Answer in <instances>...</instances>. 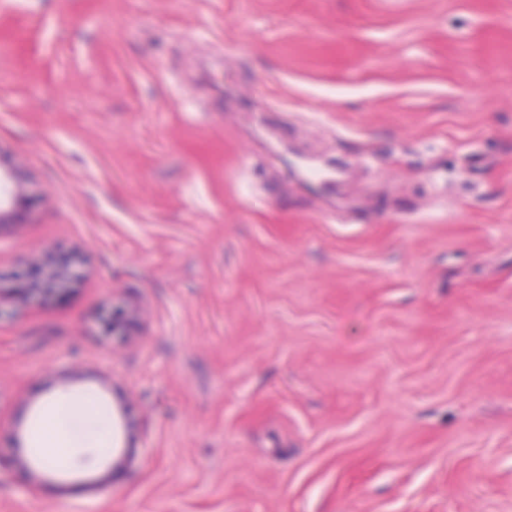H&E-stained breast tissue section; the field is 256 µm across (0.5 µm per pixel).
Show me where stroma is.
Segmentation results:
<instances>
[{
  "mask_svg": "<svg viewBox=\"0 0 512 512\" xmlns=\"http://www.w3.org/2000/svg\"><path fill=\"white\" fill-rule=\"evenodd\" d=\"M0 149V512H512V0H0ZM31 172L23 167L1 164L0 167V228L3 225L27 223L30 214L26 205L18 202L16 191L32 181ZM69 415L85 418L82 430L75 436L66 419ZM110 422L99 403L82 395L60 393L45 400L33 418L30 448L42 461L56 468L64 467L75 448H99L108 437Z\"/></svg>",
  "mask_w": 512,
  "mask_h": 512,
  "instance_id": "35a3bbf8",
  "label": "stroma"
}]
</instances>
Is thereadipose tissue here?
<instances>
[{
  "label": "adipose tissue",
  "mask_w": 512,
  "mask_h": 512,
  "mask_svg": "<svg viewBox=\"0 0 512 512\" xmlns=\"http://www.w3.org/2000/svg\"><path fill=\"white\" fill-rule=\"evenodd\" d=\"M110 428L99 403L82 395L60 393L47 398L34 416L29 443L40 460L61 468L72 450L99 447Z\"/></svg>",
  "instance_id": "1"
}]
</instances>
